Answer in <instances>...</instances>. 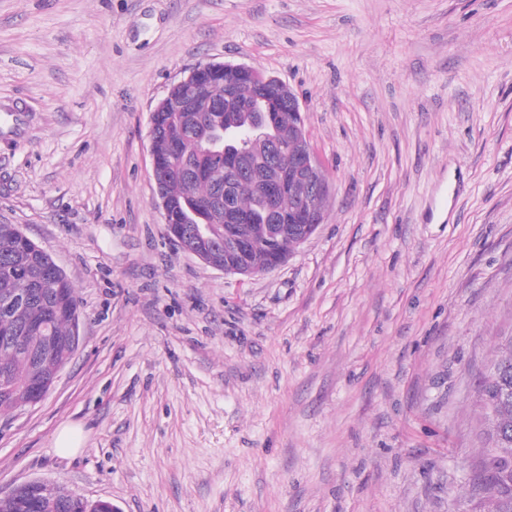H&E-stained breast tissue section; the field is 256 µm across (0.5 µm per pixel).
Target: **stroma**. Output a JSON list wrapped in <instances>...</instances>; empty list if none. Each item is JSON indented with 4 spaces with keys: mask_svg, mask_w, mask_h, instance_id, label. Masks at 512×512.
<instances>
[{
    "mask_svg": "<svg viewBox=\"0 0 512 512\" xmlns=\"http://www.w3.org/2000/svg\"><path fill=\"white\" fill-rule=\"evenodd\" d=\"M224 62L295 93L330 188L250 280L166 237L152 177L158 101ZM0 223L75 285L81 336L0 414V494L464 512L512 334V0H0ZM66 364L65 361L53 371L45 373L41 378L27 383L22 389V398L19 400L20 407L33 405L41 401L51 391L60 371ZM80 429L71 426L63 427L57 434L55 448L63 456L72 455L80 446Z\"/></svg>",
    "mask_w": 512,
    "mask_h": 512,
    "instance_id": "35a3bbf8",
    "label": "stroma"
}]
</instances>
